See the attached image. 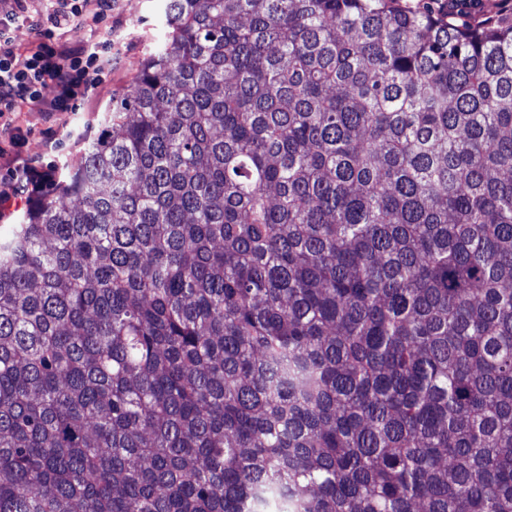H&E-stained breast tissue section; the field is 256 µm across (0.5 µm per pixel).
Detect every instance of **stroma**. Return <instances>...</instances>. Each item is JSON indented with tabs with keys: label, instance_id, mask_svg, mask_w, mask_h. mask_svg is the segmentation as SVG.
<instances>
[{
	"label": "stroma",
	"instance_id": "1",
	"mask_svg": "<svg viewBox=\"0 0 512 512\" xmlns=\"http://www.w3.org/2000/svg\"><path fill=\"white\" fill-rule=\"evenodd\" d=\"M164 23V0H117L112 11V66L83 109L47 119L24 107L5 113L0 122L23 129L24 153L43 157L59 170L78 167L85 140L97 131L113 96L133 83L140 63L156 49Z\"/></svg>",
	"mask_w": 512,
	"mask_h": 512
}]
</instances>
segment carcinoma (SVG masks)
<instances>
[{
	"label": "carcinoma",
	"mask_w": 512,
	"mask_h": 512,
	"mask_svg": "<svg viewBox=\"0 0 512 512\" xmlns=\"http://www.w3.org/2000/svg\"><path fill=\"white\" fill-rule=\"evenodd\" d=\"M164 15L0 232V512H512V14Z\"/></svg>",
	"instance_id": "obj_1"
}]
</instances>
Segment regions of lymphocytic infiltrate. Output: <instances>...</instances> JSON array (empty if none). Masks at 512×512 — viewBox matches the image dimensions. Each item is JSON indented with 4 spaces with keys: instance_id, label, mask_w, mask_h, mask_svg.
Wrapping results in <instances>:
<instances>
[{
    "instance_id": "lymphocytic-infiltrate-1",
    "label": "lymphocytic infiltrate",
    "mask_w": 512,
    "mask_h": 512,
    "mask_svg": "<svg viewBox=\"0 0 512 512\" xmlns=\"http://www.w3.org/2000/svg\"><path fill=\"white\" fill-rule=\"evenodd\" d=\"M112 16V0H43V9L29 15L28 0H11L0 13V115L20 106H31L46 114L80 111L101 83L112 64L109 41L78 40L58 44L62 29L95 27ZM25 22L32 30L33 51L17 53L12 27ZM52 98H44L45 87ZM55 169L35 156L15 154L7 179H0V220L11 216L14 203L36 205V190L53 181Z\"/></svg>"
}]
</instances>
